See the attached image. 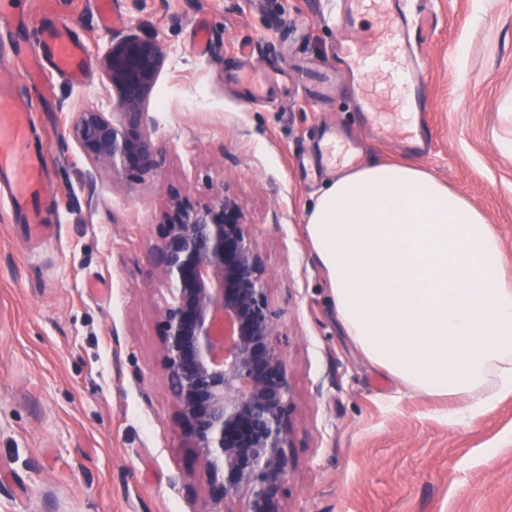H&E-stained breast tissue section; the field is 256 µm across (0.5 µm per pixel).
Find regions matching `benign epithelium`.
<instances>
[{
    "instance_id": "benign-epithelium-1",
    "label": "benign epithelium",
    "mask_w": 512,
    "mask_h": 512,
    "mask_svg": "<svg viewBox=\"0 0 512 512\" xmlns=\"http://www.w3.org/2000/svg\"><path fill=\"white\" fill-rule=\"evenodd\" d=\"M164 63L127 31L99 58L112 110L73 112L67 132L96 185L104 172L142 183L158 169L146 101ZM153 276L170 287L159 313L161 365L183 444L207 483L203 512H285L293 393L268 271L238 198L172 195L156 225Z\"/></svg>"
}]
</instances>
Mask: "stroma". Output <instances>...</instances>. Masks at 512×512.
I'll use <instances>...</instances> for the list:
<instances>
[{"instance_id":"35a3bbf8","label":"stroma","mask_w":512,"mask_h":512,"mask_svg":"<svg viewBox=\"0 0 512 512\" xmlns=\"http://www.w3.org/2000/svg\"><path fill=\"white\" fill-rule=\"evenodd\" d=\"M112 2L121 20L106 25L99 0H0L30 20L0 30L4 43L36 47L65 25L88 57L82 81L50 68L28 91L53 235L32 241L0 206V512H201L206 481L160 363L169 292L150 259L172 192L203 201L223 188L247 214L280 313L296 432L286 512H512V393L469 413L371 364L339 329L304 230L349 147L362 161L413 157L486 213L512 277V155L498 145L512 132V0H417L438 20L422 49L435 144L418 157L388 75L348 73L323 97L292 84L274 105L225 81L241 68H343L325 0ZM129 29L164 52L145 106L159 174L92 189L69 110L108 109L98 58ZM329 126L346 135L336 161L307 176L296 159L317 155Z\"/></svg>"}]
</instances>
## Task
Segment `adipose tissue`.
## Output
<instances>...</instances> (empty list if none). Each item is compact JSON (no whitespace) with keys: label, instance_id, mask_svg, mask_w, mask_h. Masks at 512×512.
I'll return each mask as SVG.
<instances>
[{"label":"adipose tissue","instance_id":"adipose-tissue-1","mask_svg":"<svg viewBox=\"0 0 512 512\" xmlns=\"http://www.w3.org/2000/svg\"><path fill=\"white\" fill-rule=\"evenodd\" d=\"M341 332L412 392L484 407L512 392V280L470 199L410 161L341 170L307 205Z\"/></svg>","mask_w":512,"mask_h":512}]
</instances>
